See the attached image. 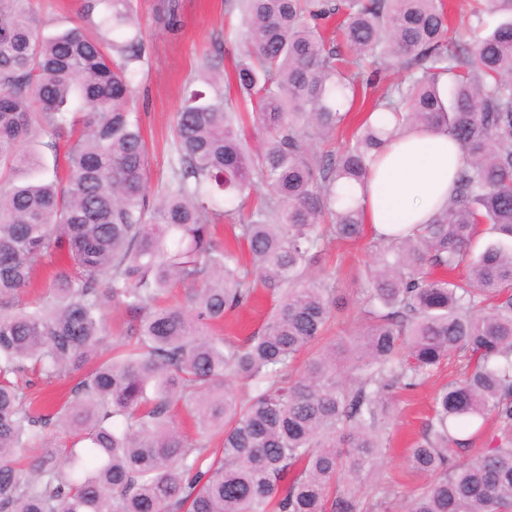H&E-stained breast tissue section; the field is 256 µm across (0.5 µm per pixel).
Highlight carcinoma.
Here are the masks:
<instances>
[{"instance_id": "obj_1", "label": "carcinoma", "mask_w": 512, "mask_h": 512, "mask_svg": "<svg viewBox=\"0 0 512 512\" xmlns=\"http://www.w3.org/2000/svg\"><path fill=\"white\" fill-rule=\"evenodd\" d=\"M226 2L240 26L224 37L247 49L228 77L221 56L203 60L210 91L187 86L153 192L134 0H83L82 25L51 36L34 0H0V512H512V0H482L465 40L448 36L445 0ZM335 16L354 55L406 73L385 96H360L326 34ZM158 21L178 35V0ZM346 103L366 115L317 150L350 123ZM411 127L448 133L464 165L428 223L378 234L356 189ZM223 218L251 265L217 242ZM365 239L360 329L328 339L339 288L311 269L331 242ZM178 286L185 303H161ZM260 286L262 329L212 335ZM113 303L131 322L108 356ZM459 353L408 449L430 483L403 508L368 501L351 483L386 455L394 394ZM28 372L76 381L44 412L19 385ZM179 402L215 451L174 424ZM490 418L486 446L452 464Z\"/></svg>"}]
</instances>
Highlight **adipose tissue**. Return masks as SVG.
Returning a JSON list of instances; mask_svg holds the SVG:
<instances>
[{
    "label": "adipose tissue",
    "mask_w": 512,
    "mask_h": 512,
    "mask_svg": "<svg viewBox=\"0 0 512 512\" xmlns=\"http://www.w3.org/2000/svg\"><path fill=\"white\" fill-rule=\"evenodd\" d=\"M462 151L447 134L407 131L389 143L367 189L358 190L365 221L376 232L423 224L455 190Z\"/></svg>",
    "instance_id": "obj_1"
}]
</instances>
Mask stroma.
I'll list each match as a JSON object with an SVG mask.
<instances>
[{"label":"stroma","mask_w":512,"mask_h":512,"mask_svg":"<svg viewBox=\"0 0 512 512\" xmlns=\"http://www.w3.org/2000/svg\"><path fill=\"white\" fill-rule=\"evenodd\" d=\"M182 3L184 28L173 37L157 22L163 0H135L147 45L146 60L138 76L137 111L152 154L151 184L155 187L168 178L172 115L185 86L197 75L201 61L205 56L220 53L229 67L243 51L242 43L224 39L225 0H182ZM80 5L81 0H35L42 32L49 35L79 25ZM368 258L364 245L339 243L332 246L320 264L321 270L335 271L345 302V313L332 325L330 336L347 335L357 326L355 314L362 283L356 272ZM268 311L266 297H259L257 302L228 315L219 333L243 340L261 327ZM462 363V355H455L424 385L397 395L391 450L375 471L363 476L361 486L365 495L376 498L387 491L399 502L426 484V476L411 471L406 450L422 435L435 391Z\"/></svg>","instance_id":"35a3bbf8"}]
</instances>
